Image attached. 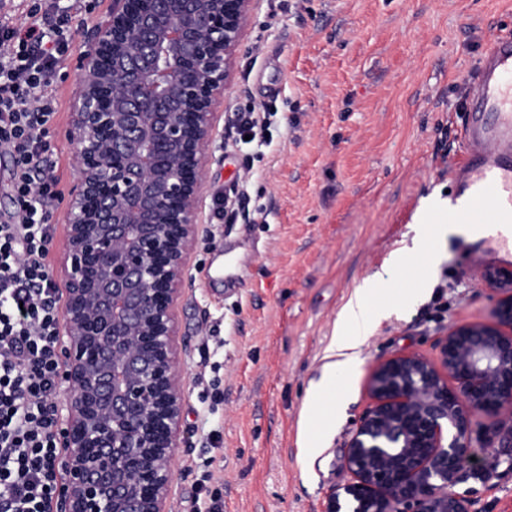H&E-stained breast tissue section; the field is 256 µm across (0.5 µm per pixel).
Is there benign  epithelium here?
I'll use <instances>...</instances> for the list:
<instances>
[{"label":"benign epithelium","mask_w":512,"mask_h":512,"mask_svg":"<svg viewBox=\"0 0 512 512\" xmlns=\"http://www.w3.org/2000/svg\"><path fill=\"white\" fill-rule=\"evenodd\" d=\"M258 0H112L80 61L68 138L58 340L66 403L56 512H168L184 391L177 307L200 224L216 109ZM490 323H457L437 358L374 361L370 407L326 512H473L455 491L471 415L512 449V270L488 265Z\"/></svg>","instance_id":"benign-epithelium-1"}]
</instances>
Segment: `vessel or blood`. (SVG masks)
Segmentation results:
<instances>
[{"instance_id": "vessel-or-blood-1", "label": "vessel or blood", "mask_w": 512, "mask_h": 512, "mask_svg": "<svg viewBox=\"0 0 512 512\" xmlns=\"http://www.w3.org/2000/svg\"><path fill=\"white\" fill-rule=\"evenodd\" d=\"M452 224L512 232V33L496 36L473 69L461 106Z\"/></svg>"}]
</instances>
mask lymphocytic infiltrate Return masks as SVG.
<instances>
[{"instance_id": "1", "label": "lymphocytic infiltrate", "mask_w": 512, "mask_h": 512, "mask_svg": "<svg viewBox=\"0 0 512 512\" xmlns=\"http://www.w3.org/2000/svg\"><path fill=\"white\" fill-rule=\"evenodd\" d=\"M80 0H32L0 21V146L13 158L14 220L0 224V512H48L61 450L57 289L45 260L55 178L47 153L53 85Z\"/></svg>"}]
</instances>
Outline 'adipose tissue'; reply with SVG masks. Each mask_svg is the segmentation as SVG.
Instances as JSON below:
<instances>
[{
	"instance_id": "adipose-tissue-1",
	"label": "adipose tissue",
	"mask_w": 512,
	"mask_h": 512,
	"mask_svg": "<svg viewBox=\"0 0 512 512\" xmlns=\"http://www.w3.org/2000/svg\"><path fill=\"white\" fill-rule=\"evenodd\" d=\"M377 290L376 282L365 280L342 307L336 322V337L330 347L333 359L324 366L319 381L311 385L305 411H312L328 388L359 365L362 339L375 319L388 311L387 306L376 304Z\"/></svg>"
}]
</instances>
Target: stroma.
<instances>
[{
    "mask_svg": "<svg viewBox=\"0 0 512 512\" xmlns=\"http://www.w3.org/2000/svg\"><path fill=\"white\" fill-rule=\"evenodd\" d=\"M75 14L54 88L51 163L59 193L48 264L65 243L78 179L67 132L85 38L110 0ZM512 27V0H259L231 71L205 167L192 281L178 306L184 407L170 512H326L343 457L370 406L372 362L427 359L449 325L488 322L495 297L477 278L502 238L432 233L410 242L423 200L453 188L456 109L485 45ZM269 107V143H239L232 112ZM391 305L356 371L329 388L309 423L336 319L363 279ZM332 426L304 459L301 440ZM493 417H471L470 451L488 479L465 478L475 512H512V465Z\"/></svg>",
    "mask_w": 512,
    "mask_h": 512,
    "instance_id": "stroma-1",
    "label": "stroma"
}]
</instances>
